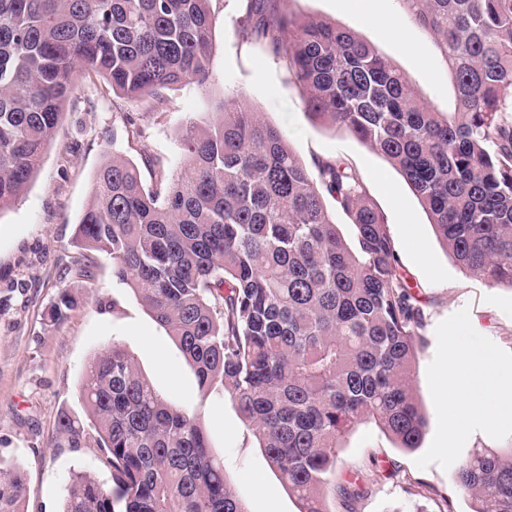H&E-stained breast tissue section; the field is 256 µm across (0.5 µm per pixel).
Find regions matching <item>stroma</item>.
Masks as SVG:
<instances>
[{"mask_svg":"<svg viewBox=\"0 0 512 512\" xmlns=\"http://www.w3.org/2000/svg\"><path fill=\"white\" fill-rule=\"evenodd\" d=\"M284 10L333 22L356 32L404 71L439 112L450 103L448 66L432 37L405 23V41L387 36L383 22L399 15L398 0H282ZM215 19L209 78L160 89L157 97L123 99L95 73L76 72L73 92L43 162L27 191L0 211V464L24 481L23 512H62L72 475L104 484L97 435L86 430L80 447L58 431L61 411L85 413L79 382L88 360L119 339L127 343L154 386L170 399L200 408L213 450L224 459L228 487L248 512H299V502L243 424L227 397H204L193 372L148 311L112 275V260L72 244L92 194L93 176L120 147L152 184L151 158L171 172L183 168L180 141L189 124H203L230 91H243L262 119L280 128L303 162L340 156L362 173L368 195L389 225L399 264L425 305V344L413 387L426 417L420 447L407 452L375 424L364 423L341 441L347 478L370 492L358 512H471L473 501L454 482L463 458L477 448H511L512 417L494 425L447 411L440 387L462 367L450 349L461 321L478 328L503 367H512V288L488 286L448 254L430 217L399 172L343 129L311 120L298 87L281 63L236 37L238 0H211ZM140 134L113 144L125 113ZM77 300L63 322L48 314L61 290Z\"/></svg>","mask_w":512,"mask_h":512,"instance_id":"35a3bbf8","label":"stroma"}]
</instances>
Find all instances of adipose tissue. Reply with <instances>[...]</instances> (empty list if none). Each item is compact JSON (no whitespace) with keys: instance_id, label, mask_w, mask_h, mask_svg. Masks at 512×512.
I'll return each mask as SVG.
<instances>
[{"instance_id":"ef3b65f1","label":"adipose tissue","mask_w":512,"mask_h":512,"mask_svg":"<svg viewBox=\"0 0 512 512\" xmlns=\"http://www.w3.org/2000/svg\"><path fill=\"white\" fill-rule=\"evenodd\" d=\"M452 346L464 359L461 375H450L443 396L462 415L491 422L512 414V373L499 364L467 325L461 326Z\"/></svg>"}]
</instances>
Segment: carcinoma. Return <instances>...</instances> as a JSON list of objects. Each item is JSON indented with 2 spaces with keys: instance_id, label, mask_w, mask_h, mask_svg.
Masks as SVG:
<instances>
[{
  "instance_id": "1",
  "label": "carcinoma",
  "mask_w": 512,
  "mask_h": 512,
  "mask_svg": "<svg viewBox=\"0 0 512 512\" xmlns=\"http://www.w3.org/2000/svg\"><path fill=\"white\" fill-rule=\"evenodd\" d=\"M211 0H0V211L27 190L78 70L127 98L208 79ZM280 0H242L241 42L279 59L304 110L345 129L402 175L455 261L512 287V0H399L445 58L456 106L437 112L372 44ZM184 169L155 187L112 150L75 246L172 338L205 394L229 396L301 508L366 490L343 478L341 439L375 422L399 448L426 420L412 386L425 309L363 175L343 158L306 165L238 92L181 140ZM355 230L348 244L327 201ZM76 302L59 295L51 319ZM112 487L74 475L63 512H248L226 484L201 410L160 393L119 340L81 382ZM73 448L84 426L64 412ZM455 480L472 512H512V448H482ZM21 474L0 466V512H21Z\"/></svg>"
}]
</instances>
